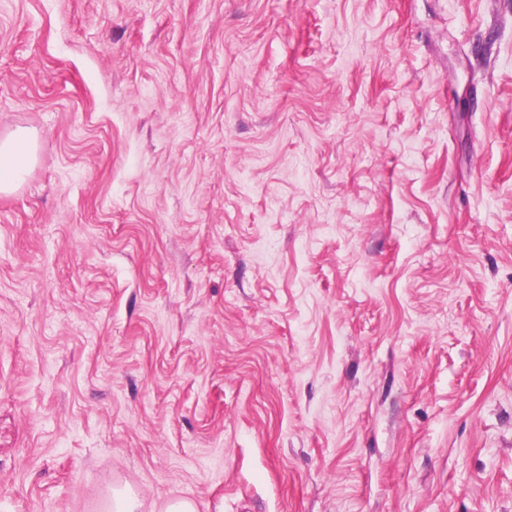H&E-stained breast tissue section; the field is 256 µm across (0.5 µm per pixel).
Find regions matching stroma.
Masks as SVG:
<instances>
[{
  "mask_svg": "<svg viewBox=\"0 0 512 512\" xmlns=\"http://www.w3.org/2000/svg\"><path fill=\"white\" fill-rule=\"evenodd\" d=\"M0 512H512V0H0ZM36 136L26 128H17L0 139V193H9L35 161Z\"/></svg>",
  "mask_w": 512,
  "mask_h": 512,
  "instance_id": "obj_1",
  "label": "stroma"
}]
</instances>
